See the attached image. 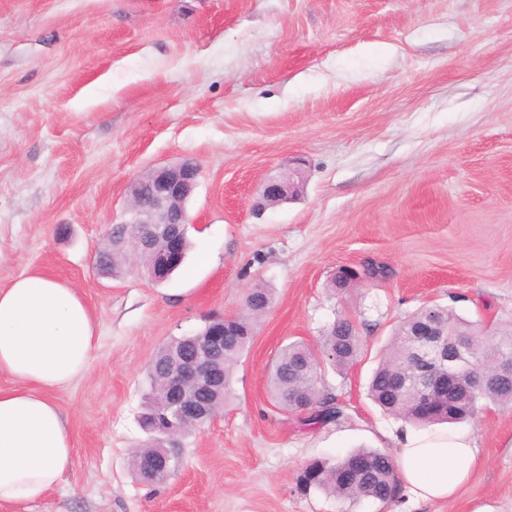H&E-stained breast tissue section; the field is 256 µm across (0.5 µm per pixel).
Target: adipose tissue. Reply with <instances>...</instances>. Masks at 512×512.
<instances>
[{"instance_id": "adipose-tissue-1", "label": "adipose tissue", "mask_w": 512, "mask_h": 512, "mask_svg": "<svg viewBox=\"0 0 512 512\" xmlns=\"http://www.w3.org/2000/svg\"><path fill=\"white\" fill-rule=\"evenodd\" d=\"M97 323L71 284L42 273L0 289V504L43 498L73 465L74 445L57 390L90 369ZM401 484L414 502L454 497L477 463L469 430L405 426L395 439Z\"/></svg>"}]
</instances>
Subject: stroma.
<instances>
[{
  "label": "stroma",
  "instance_id": "stroma-1",
  "mask_svg": "<svg viewBox=\"0 0 512 512\" xmlns=\"http://www.w3.org/2000/svg\"><path fill=\"white\" fill-rule=\"evenodd\" d=\"M183 160L200 167L184 265L161 284L101 274L132 183ZM298 163L299 196L253 213ZM372 263L384 276L331 290ZM30 272L78 288L99 333L55 395L74 466L28 512H512V411L495 408L470 421L477 465L449 500L297 488L309 462L403 429L367 394L399 322L437 305L512 325V0H0V289ZM257 284L274 302L232 400L177 437L162 484L137 481L149 363ZM340 316L363 344L325 376L343 417L276 408L281 348Z\"/></svg>",
  "mask_w": 512,
  "mask_h": 512
}]
</instances>
